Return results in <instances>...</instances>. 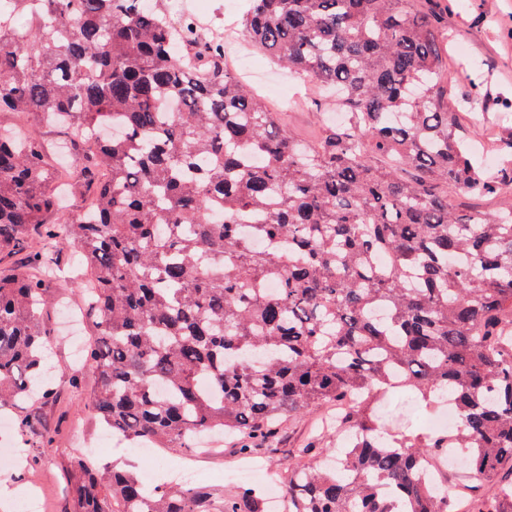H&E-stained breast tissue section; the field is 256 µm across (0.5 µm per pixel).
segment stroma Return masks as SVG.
Returning a JSON list of instances; mask_svg holds the SVG:
<instances>
[{"instance_id": "1", "label": "stroma", "mask_w": 512, "mask_h": 512, "mask_svg": "<svg viewBox=\"0 0 512 512\" xmlns=\"http://www.w3.org/2000/svg\"><path fill=\"white\" fill-rule=\"evenodd\" d=\"M448 4V72L453 77V102L457 111L469 118L480 150L476 162L485 170L497 171L506 161L500 141L512 131V0H446ZM189 12L206 15L209 26L219 32H232L234 47L241 59H230L231 68L249 64L259 70L263 82L256 90L262 101L277 106L280 97L295 99L297 105L285 112L284 121L298 140L316 143L326 126L332 125L336 103L321 95L311 83L294 78L279 68L261 49L253 46L242 23L243 0H185ZM84 265L71 246L58 247L50 278L45 287L48 301L43 311L42 329L48 336V363L52 368L47 393L5 412L9 427L1 438L24 444L27 462L23 467L0 469V488L14 489L34 485L46 499L48 512H73L69 494L70 469L80 457L72 441L76 435L87 438L104 433L105 428L88 407V396L97 384L89 369L74 371V357L83 355V342L93 333L89 324L72 326L60 313L56 299L66 295L69 304L80 301L72 283L83 281ZM386 403L394 431L430 429L431 409L409 405L403 392L390 394ZM318 413L284 421L277 430L275 450H259L268 468H275L294 449L304 447L318 433ZM234 440L208 436L186 448L194 466L211 475L210 485L229 490L235 483L222 480L221 474L233 458ZM179 456L163 452L161 461L133 453L129 442L110 438L101 452L91 459L99 468L128 465L142 471L157 468L167 474Z\"/></svg>"}]
</instances>
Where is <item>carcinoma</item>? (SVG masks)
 I'll list each match as a JSON object with an SVG mask.
<instances>
[{"label": "carcinoma", "mask_w": 512, "mask_h": 512, "mask_svg": "<svg viewBox=\"0 0 512 512\" xmlns=\"http://www.w3.org/2000/svg\"><path fill=\"white\" fill-rule=\"evenodd\" d=\"M250 3L251 41L339 94L346 122L312 148L190 19L175 31L172 0H0V119L98 136L68 172L0 123V253L43 224L87 264L88 408L113 435L177 450L228 431L245 459L283 417L360 393L340 425L366 442L322 466L326 433L288 455L284 512H454L418 477L447 448L468 449L477 512H512V208L448 201L511 197L512 165L487 175L448 105L446 16L432 0ZM62 188L93 208L65 222ZM32 259L0 276V403L49 374ZM396 389L454 400L458 428L389 434L377 406ZM72 492L75 512L265 509L250 485L150 489L86 460Z\"/></svg>", "instance_id": "obj_1"}]
</instances>
